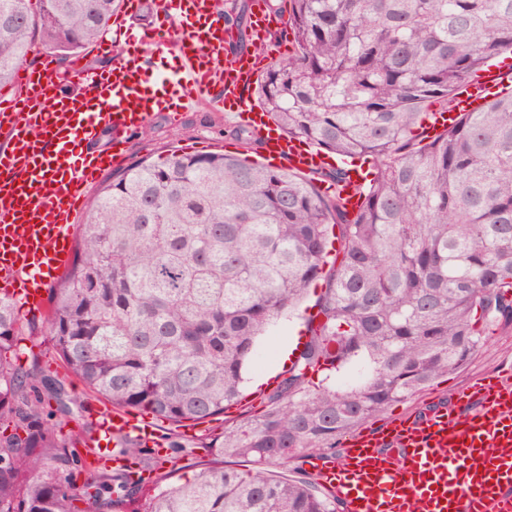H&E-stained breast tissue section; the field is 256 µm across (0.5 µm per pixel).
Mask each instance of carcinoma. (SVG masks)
<instances>
[{
  "instance_id": "1",
  "label": "carcinoma",
  "mask_w": 512,
  "mask_h": 512,
  "mask_svg": "<svg viewBox=\"0 0 512 512\" xmlns=\"http://www.w3.org/2000/svg\"><path fill=\"white\" fill-rule=\"evenodd\" d=\"M119 3L0 0V86L37 46L80 57ZM289 4L280 35L293 51L254 95L281 134L367 166L358 210L322 190L344 182L341 167L307 176L174 151L109 175L50 291L47 336L22 335L0 297V512H82L81 500L96 512H343L314 478L267 467L336 451L341 435L461 368L487 330L512 326V90L432 138L424 129L512 53V0ZM214 6L243 26L236 0ZM318 280L316 318L267 409L195 441L253 473L195 462L166 484L177 458L128 438L117 443L133 467H96L92 425L60 439L50 423L75 419L82 401L37 360L21 364L25 342H47L113 408L201 424L243 399L258 338Z\"/></svg>"
}]
</instances>
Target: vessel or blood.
<instances>
[{
	"label": "vessel or blood",
	"instance_id": "vessel-or-blood-1",
	"mask_svg": "<svg viewBox=\"0 0 512 512\" xmlns=\"http://www.w3.org/2000/svg\"><path fill=\"white\" fill-rule=\"evenodd\" d=\"M115 15L113 37L97 51L110 56L101 71H81V93L66 95L52 62L29 71L0 126L9 143L0 149V293L22 310L42 309L49 283L65 268L73 225L86 190L126 156V139L159 112H185L199 104L244 113L272 164L308 172L328 165L323 153L306 150L269 126L246 91L262 60L225 57L226 29L212 0H156V16L178 25L177 34H129L127 15ZM168 54L169 69L141 64L149 46ZM480 90L458 98L456 112L428 125L435 135L457 112L475 111ZM108 148L97 149L101 135ZM452 404L417 417L394 418L359 432L339 460L313 457L307 465L336 494L345 512H512V378L483 376L459 389ZM100 431L165 449L157 424L146 413L115 412Z\"/></svg>",
	"mask_w": 512,
	"mask_h": 512
}]
</instances>
